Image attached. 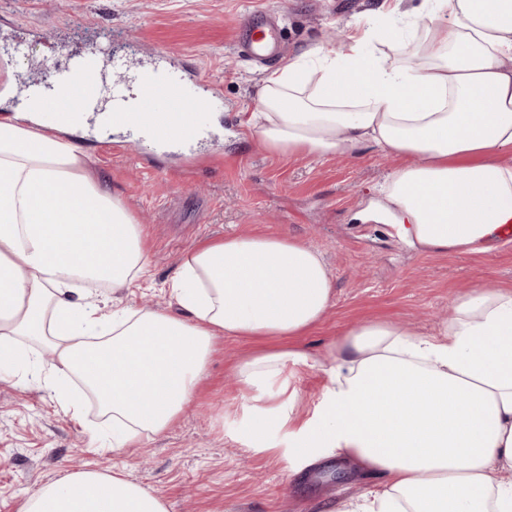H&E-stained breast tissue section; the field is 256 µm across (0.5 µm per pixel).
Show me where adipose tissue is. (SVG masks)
I'll return each mask as SVG.
<instances>
[{"label":"adipose tissue","instance_id":"1","mask_svg":"<svg viewBox=\"0 0 512 512\" xmlns=\"http://www.w3.org/2000/svg\"><path fill=\"white\" fill-rule=\"evenodd\" d=\"M383 0L385 24L355 25L266 74L245 125L276 156L357 157L369 145L403 163L362 221L394 225L426 251L486 253L512 224V0H425L414 20ZM411 44L410 57L390 50ZM40 106L0 115V371L19 338L52 355L59 382L79 379L112 423V445L165 432L194 398L220 336L295 338L321 321L333 285L313 246L267 233L207 240L181 258L169 293L178 318L104 312L91 287H135L149 263L141 224ZM330 384L315 415L289 428V363L299 348L241 361L243 395L261 402L247 439L288 474L336 451L383 476L358 512H512V289L459 295L437 335L387 321L331 345ZM287 430L279 447L272 429ZM20 512H168L119 473L52 481Z\"/></svg>","mask_w":512,"mask_h":512}]
</instances>
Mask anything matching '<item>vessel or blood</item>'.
Returning a JSON list of instances; mask_svg holds the SVG:
<instances>
[{
	"label": "vessel or blood",
	"instance_id": "obj_1",
	"mask_svg": "<svg viewBox=\"0 0 512 512\" xmlns=\"http://www.w3.org/2000/svg\"><path fill=\"white\" fill-rule=\"evenodd\" d=\"M238 40L255 59L276 61L282 56L268 11H252ZM112 72L108 78L90 60H76L61 81L68 91L66 100L44 94L38 100L50 113L74 105L113 124L137 128L141 137L153 138L170 150L189 153L203 133L197 112L212 97L210 80L199 74L189 83L151 64L133 67L116 62Z\"/></svg>",
	"mask_w": 512,
	"mask_h": 512
}]
</instances>
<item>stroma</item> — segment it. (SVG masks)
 Listing matches in <instances>:
<instances>
[{
  "instance_id": "obj_1",
  "label": "stroma",
  "mask_w": 512,
  "mask_h": 512,
  "mask_svg": "<svg viewBox=\"0 0 512 512\" xmlns=\"http://www.w3.org/2000/svg\"><path fill=\"white\" fill-rule=\"evenodd\" d=\"M381 0H0V63L8 62L21 103L33 85L54 86L74 57L99 50L113 60H152L182 75L191 67L220 85L207 106L209 134L187 168L182 155L127 134L102 139L87 126L79 145L96 158L95 174L138 217L150 264L140 287L109 294L110 303L170 310L166 289L184 253L197 242L267 232L317 248L333 282L323 320L296 346L309 364H289L293 414L321 405L330 365L327 346L345 329L390 320L430 336L468 288L512 289V243L488 253H431L409 246L388 224L363 223L394 160L373 148L359 158L270 155L242 120L256 106L266 65L246 59L235 37L238 21L267 9L282 27L285 60L317 43H337L349 24L381 26ZM266 341L220 337L205 379L179 420L139 448L107 453L111 427L85 400L81 418L61 406L50 359L31 356L0 378V512L47 482L83 467L117 472L157 492L170 512H345L379 480L345 456L329 452L290 475L276 457L246 445L250 410L233 367ZM344 469V482L329 474Z\"/></svg>"
}]
</instances>
